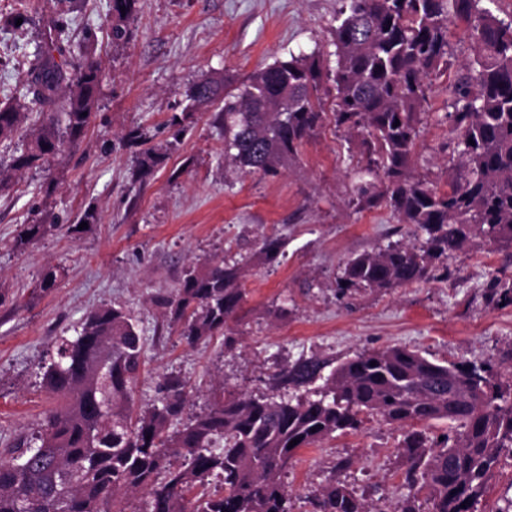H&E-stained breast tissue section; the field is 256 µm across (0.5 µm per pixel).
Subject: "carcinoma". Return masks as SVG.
Returning <instances> with one entry per match:
<instances>
[{
	"instance_id": "carcinoma-1",
	"label": "carcinoma",
	"mask_w": 512,
	"mask_h": 512,
	"mask_svg": "<svg viewBox=\"0 0 512 512\" xmlns=\"http://www.w3.org/2000/svg\"><path fill=\"white\" fill-rule=\"evenodd\" d=\"M138 2L112 0V43L129 39ZM344 2L332 41L334 68H323L314 51L277 59L240 83L226 75L188 90L191 105H217L224 156L242 174H276L323 122L319 90L327 79L336 91V126L367 131L369 164L380 181L360 184L358 200L385 204L423 236L418 244L350 258L339 290L427 281L436 260L477 237L511 244L512 22L497 19L482 0ZM37 12L33 0H13V19ZM451 12L471 24L476 56L453 89L458 159L443 191L414 178L411 163L427 78L448 64ZM63 32L61 13L44 26V50L26 95L51 113L12 159L15 169L45 166L90 124L102 69L90 54L68 58ZM26 119L23 105H0V142L12 141ZM165 157L159 148L145 149L139 171L150 173ZM59 228L28 224L14 246L23 249ZM283 246L280 237L267 236L261 251L274 260ZM242 276L237 262L187 270L176 295L161 301L170 329L190 345L223 334L244 302ZM53 347L42 384L64 403L49 411L32 440L0 458V512L25 505L32 512H109L121 491L146 493L149 512H291L281 475L295 452L358 430L365 416L405 429V480L427 491L431 512H471L490 471L502 456L512 457V385L489 364L440 363L390 346L364 351L324 376V361L300 359L269 378L271 394L215 390L206 408L177 428L188 400L179 377L166 379L161 406L131 411L143 341L121 306L91 310L76 335L55 337ZM286 386L304 393L280 395ZM446 418L458 428L441 440L414 428ZM212 479L221 489L197 492ZM308 504L311 512H368L336 482Z\"/></svg>"
}]
</instances>
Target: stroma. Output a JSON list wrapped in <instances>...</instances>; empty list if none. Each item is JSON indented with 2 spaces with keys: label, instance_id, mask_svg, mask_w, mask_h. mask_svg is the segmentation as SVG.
I'll list each match as a JSON object with an SVG mask.
<instances>
[{
  "label": "stroma",
  "instance_id": "stroma-1",
  "mask_svg": "<svg viewBox=\"0 0 512 512\" xmlns=\"http://www.w3.org/2000/svg\"><path fill=\"white\" fill-rule=\"evenodd\" d=\"M110 0H77L66 14L74 53L93 34L103 80L91 122L49 168L9 170L0 144V448L28 441L57 401L40 384L51 339L73 332L92 309L123 306L144 341V364L133 409L160 403L166 377L187 383L185 415L202 411L218 387L268 394V377L299 358L330 366L365 350L398 345L437 362L492 365L512 379V304L497 289L512 286V247L474 240L436 264L434 276L386 292H340L336 282L351 256L394 243L413 244L410 225L389 207L367 206L357 186L373 181L359 136L336 127L334 92L323 84L326 116L278 174L242 176L224 156V127L215 107L187 111L186 93L202 78L245 80L289 54L320 51L331 59L332 32L343 0H139L131 38L113 45ZM25 24H0V103L18 98L38 58L43 14ZM446 70L430 76L426 113L412 161L414 177L446 189L452 165L446 144L453 127L452 89L474 57L470 25L449 22ZM179 125H172V118ZM168 155L150 175L137 176L140 144L131 130ZM87 228H80V221ZM60 223L18 251L27 224ZM75 232H68V225ZM283 237L275 260L261 254L264 237ZM246 259L245 301L223 336L187 344L168 328L161 299L200 262ZM62 266L57 288L35 294L47 267ZM234 337L225 346V337ZM403 431L378 418L297 451L283 474L292 512L329 479L345 484L369 512H392L409 487L400 448ZM512 497V458H501L474 505L496 512Z\"/></svg>",
  "mask_w": 512,
  "mask_h": 512
}]
</instances>
